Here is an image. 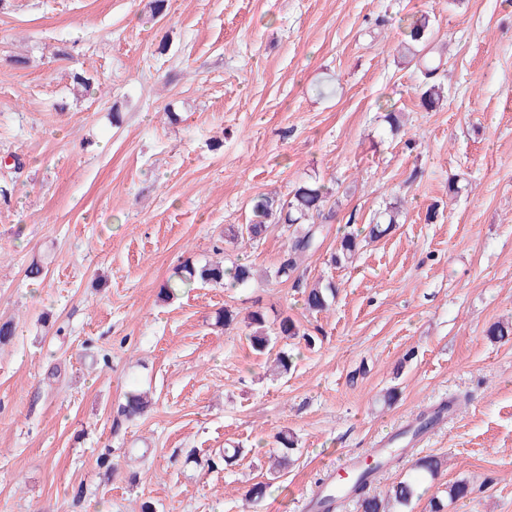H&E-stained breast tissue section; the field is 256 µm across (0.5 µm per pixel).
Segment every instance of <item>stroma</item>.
I'll return each instance as SVG.
<instances>
[{
  "instance_id": "stroma-1",
  "label": "stroma",
  "mask_w": 512,
  "mask_h": 512,
  "mask_svg": "<svg viewBox=\"0 0 512 512\" xmlns=\"http://www.w3.org/2000/svg\"><path fill=\"white\" fill-rule=\"evenodd\" d=\"M147 3L0 9V320L16 325L0 345V512H304L331 464L451 398L456 414L375 491L436 455L445 469L406 512L457 480L470 493L445 512H512V338L486 335L512 322V0H171L160 21ZM424 13L444 48L430 111L398 52L404 19ZM310 178L335 217L283 282L293 228L227 233L255 196ZM398 199L401 224L330 265L345 232ZM187 259L260 276L161 298ZM328 280L335 302L309 314L305 289ZM227 307L291 316L314 342L278 340L295 367L273 376L245 322L216 325ZM132 389L152 406L128 421ZM282 434L297 453L273 480ZM225 448L242 454L225 464Z\"/></svg>"
}]
</instances>
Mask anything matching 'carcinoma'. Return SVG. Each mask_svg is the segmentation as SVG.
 Segmentation results:
<instances>
[{"mask_svg":"<svg viewBox=\"0 0 512 512\" xmlns=\"http://www.w3.org/2000/svg\"><path fill=\"white\" fill-rule=\"evenodd\" d=\"M431 24L428 16L422 14L412 19L405 34L402 49L418 58L419 72L421 76V106L427 110L434 107L439 96V85L435 83L437 72L442 60L433 55ZM330 195L327 186L317 180L306 181L298 185L283 200L275 195L262 194L252 200V217L249 223L239 227L229 228L230 238L247 237L251 241H257L267 233L272 224L299 225L301 229L291 238L288 244L286 258H284L275 271V276L286 281L294 276L298 268V260L305 254L319 247V235L323 224L313 223L318 216L326 221L334 218L333 211H324L325 203ZM402 211L396 205L387 206L382 212V220L376 222L370 230L369 237L373 239L386 235L394 225L401 222ZM360 240L358 235L347 233L339 240L336 253L332 261L340 266L353 262L359 250ZM229 276L231 285L243 286L250 283L255 277L254 267L244 262H234L226 267L219 263L196 264L190 260L182 262L176 267L173 279L167 282L162 294L170 296L178 288H187L194 283L224 284V276ZM336 286L328 282H317L304 291V305L311 313H322L329 308L335 299ZM247 327L250 329L249 341L251 347L263 353L273 347L277 339L302 337L307 343H312L313 337L301 330L299 323L291 316H283L275 329H270L266 314L260 310H253L245 317ZM148 401L143 393L130 391L126 393L125 404L121 407V413L126 419L131 420L140 416L147 408ZM455 404L441 403L431 407L428 411H422L402 431L404 435H417L428 431L440 421V413ZM281 448L275 453V466L287 468L292 462L291 453L294 450V441L286 436H278ZM397 454L386 452L366 467L356 468L357 478L349 485L348 493L358 499L360 512H391L390 506L401 509L408 507L413 499L419 497L418 488L429 481L436 479L441 473L443 463L440 458L426 456L417 460L414 473L408 478L394 484L389 494L381 496L371 492V485L378 473L391 466Z\"/></svg>","mask_w":512,"mask_h":512,"instance_id":"carcinoma-1","label":"carcinoma"}]
</instances>
